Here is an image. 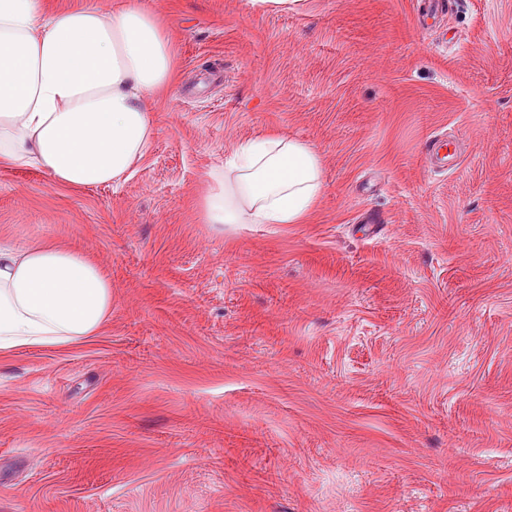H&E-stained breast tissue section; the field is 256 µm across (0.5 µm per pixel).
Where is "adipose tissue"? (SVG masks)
Segmentation results:
<instances>
[{"label": "adipose tissue", "mask_w": 512, "mask_h": 512, "mask_svg": "<svg viewBox=\"0 0 512 512\" xmlns=\"http://www.w3.org/2000/svg\"><path fill=\"white\" fill-rule=\"evenodd\" d=\"M175 76L166 28L134 0L108 15L91 5L47 14L42 0H0V166L76 187L120 182L147 154L150 103ZM322 176L311 147L268 133L209 172L203 220L304 223ZM111 311V282L82 254L0 245V352L97 335Z\"/></svg>", "instance_id": "ef3b65f1"}]
</instances>
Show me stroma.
<instances>
[{
	"mask_svg": "<svg viewBox=\"0 0 512 512\" xmlns=\"http://www.w3.org/2000/svg\"><path fill=\"white\" fill-rule=\"evenodd\" d=\"M143 3L179 80L135 172L0 168V244L112 282L97 335L0 353V512H512V0ZM270 130L317 209L203 223Z\"/></svg>",
	"mask_w": 512,
	"mask_h": 512,
	"instance_id": "stroma-1",
	"label": "stroma"
}]
</instances>
